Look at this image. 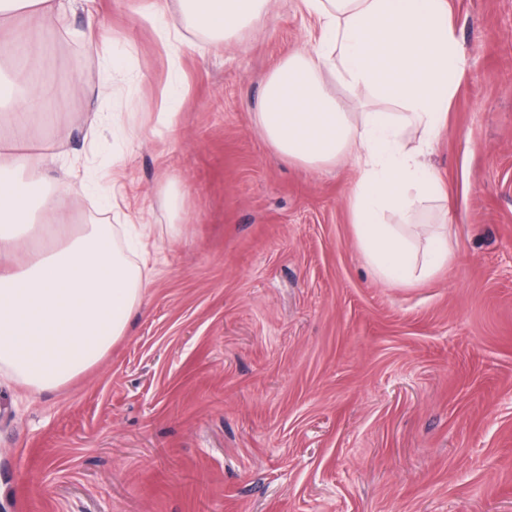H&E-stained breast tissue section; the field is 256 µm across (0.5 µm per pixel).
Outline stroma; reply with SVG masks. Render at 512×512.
<instances>
[{"instance_id":"35a3bbf8","label":"stroma","mask_w":512,"mask_h":512,"mask_svg":"<svg viewBox=\"0 0 512 512\" xmlns=\"http://www.w3.org/2000/svg\"><path fill=\"white\" fill-rule=\"evenodd\" d=\"M449 3L466 64L427 161L452 260L407 287L356 245L354 163L282 162L262 132L300 0L222 48L180 0L170 44L143 0L48 39L34 140L65 133L112 197L64 221L146 225L155 273L87 373L34 393L0 370V512H512V0Z\"/></svg>"}]
</instances>
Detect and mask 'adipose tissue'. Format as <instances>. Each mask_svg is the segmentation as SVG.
<instances>
[{
  "mask_svg": "<svg viewBox=\"0 0 512 512\" xmlns=\"http://www.w3.org/2000/svg\"><path fill=\"white\" fill-rule=\"evenodd\" d=\"M191 15L223 43L267 10L269 0H184ZM316 21L312 44L294 51L268 77L259 120L286 162L318 168L353 160L359 180L348 199L360 252L384 283L431 278L451 258L446 219L420 224L424 203L448 193L426 162L445 127L466 53L448 24V0H302ZM88 0H0L14 75L0 71V368L27 387L66 385L96 366L124 336L147 279L109 228L69 231L57 221L86 184L63 172L60 193L42 194L40 177L61 157L48 149L17 158L31 138L52 87L23 62L46 28ZM351 94L367 92L395 104L354 122L331 94L324 74ZM418 144L408 147V133ZM396 213L401 223L391 224Z\"/></svg>",
  "mask_w": 512,
  "mask_h": 512,
  "instance_id": "adipose-tissue-1",
  "label": "adipose tissue"
}]
</instances>
